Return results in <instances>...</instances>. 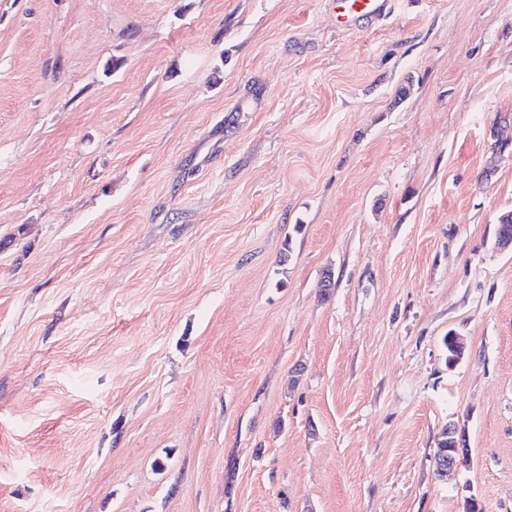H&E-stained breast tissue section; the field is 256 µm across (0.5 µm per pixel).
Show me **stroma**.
<instances>
[{
    "instance_id": "35a3bbf8",
    "label": "stroma",
    "mask_w": 512,
    "mask_h": 512,
    "mask_svg": "<svg viewBox=\"0 0 512 512\" xmlns=\"http://www.w3.org/2000/svg\"><path fill=\"white\" fill-rule=\"evenodd\" d=\"M510 210L512 0H0V512H512ZM341 8L339 16L343 22L357 15L380 16L384 15L387 0H336ZM451 426L452 424L448 425V427L442 432L441 439L438 442L437 450L435 452L436 474L439 478H445L448 480H453L454 476L457 474L460 464V456L463 455L462 451L464 449L462 448V439H459L456 445L457 448H454V437L448 434V428ZM448 448H452L451 451L454 453L453 455H448ZM444 457H448V470L444 468L442 469V472L446 475L439 471L440 461ZM447 475L448 477H446Z\"/></svg>"
}]
</instances>
